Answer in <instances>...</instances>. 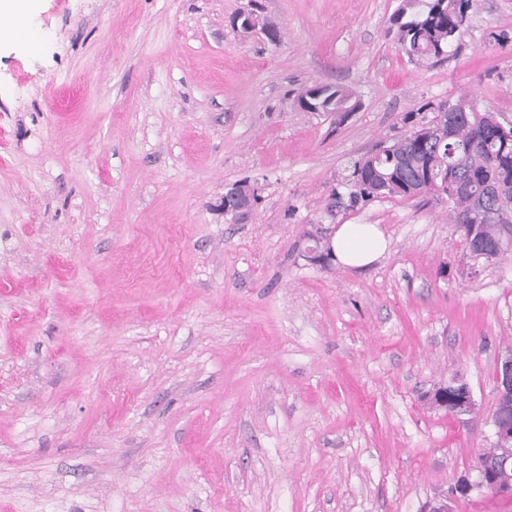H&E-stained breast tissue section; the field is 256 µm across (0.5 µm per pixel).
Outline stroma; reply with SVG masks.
Here are the masks:
<instances>
[{
    "instance_id": "stroma-1",
    "label": "stroma",
    "mask_w": 512,
    "mask_h": 512,
    "mask_svg": "<svg viewBox=\"0 0 512 512\" xmlns=\"http://www.w3.org/2000/svg\"><path fill=\"white\" fill-rule=\"evenodd\" d=\"M399 0H37L0 43V512H426L493 442L512 254L447 204L325 213L349 161L423 104L512 121V0L447 57L387 33ZM360 99L343 125L306 88ZM260 195L214 211L225 184ZM340 224L389 251L345 268ZM463 375L478 413L432 409ZM37 0H1L0 17H12L11 26H0V42L14 41L26 45L32 50H38L44 39L41 32L35 28L30 19L32 4Z\"/></svg>"
}]
</instances>
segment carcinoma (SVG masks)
<instances>
[{
    "mask_svg": "<svg viewBox=\"0 0 512 512\" xmlns=\"http://www.w3.org/2000/svg\"><path fill=\"white\" fill-rule=\"evenodd\" d=\"M471 2L399 0L388 33L408 59H439L462 32ZM303 97L309 110L333 114L338 125L361 107L353 93L337 86H312L298 95ZM421 111L432 117L407 113L409 133L380 154L348 163L350 205L431 196L448 203L470 252H477V235L489 258L512 251V127L504 129L498 113L466 99L428 102Z\"/></svg>",
    "mask_w": 512,
    "mask_h": 512,
    "instance_id": "1",
    "label": "carcinoma"
}]
</instances>
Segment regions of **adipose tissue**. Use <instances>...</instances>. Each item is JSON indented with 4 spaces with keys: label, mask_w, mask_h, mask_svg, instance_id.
I'll return each instance as SVG.
<instances>
[{
    "label": "adipose tissue",
    "mask_w": 512,
    "mask_h": 512,
    "mask_svg": "<svg viewBox=\"0 0 512 512\" xmlns=\"http://www.w3.org/2000/svg\"><path fill=\"white\" fill-rule=\"evenodd\" d=\"M34 0H0V17L12 18L10 26H0V41H14L28 48L39 49L41 32L30 19ZM328 246L341 265L363 268L379 260L388 248V241L378 225L341 224L331 235Z\"/></svg>",
    "instance_id": "1"
}]
</instances>
